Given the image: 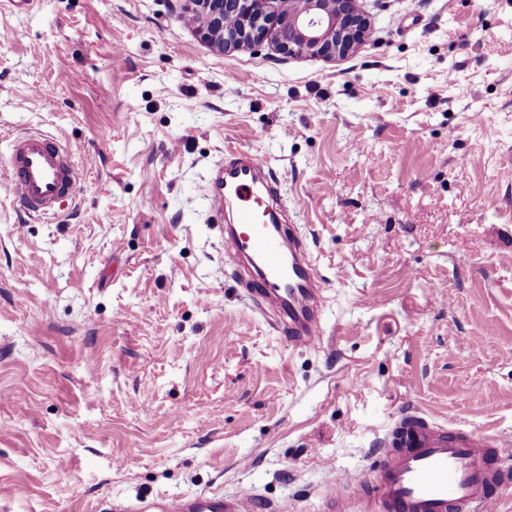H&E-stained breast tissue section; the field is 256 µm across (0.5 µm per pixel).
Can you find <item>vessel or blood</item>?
Segmentation results:
<instances>
[{
  "mask_svg": "<svg viewBox=\"0 0 512 512\" xmlns=\"http://www.w3.org/2000/svg\"><path fill=\"white\" fill-rule=\"evenodd\" d=\"M4 169L12 194L27 216L48 221L81 181L70 145L44 133L15 135ZM275 176L258 154L238 150L209 180L207 203L224 227V251L239 261V277L253 287L263 310L294 345L322 342L321 282L308 261L304 237L287 233L276 209ZM512 435L476 429L444 430L427 418L407 415L386 435L368 484L362 512H494L493 487L503 470L489 463ZM254 497L216 493L155 496L113 505L112 512H253Z\"/></svg>",
  "mask_w": 512,
  "mask_h": 512,
  "instance_id": "b4317fda",
  "label": "vessel or blood"
}]
</instances>
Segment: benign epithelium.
I'll return each mask as SVG.
<instances>
[{
    "mask_svg": "<svg viewBox=\"0 0 512 512\" xmlns=\"http://www.w3.org/2000/svg\"><path fill=\"white\" fill-rule=\"evenodd\" d=\"M195 32L223 52L268 43L288 56L334 58L365 40L358 0H180Z\"/></svg>",
    "mask_w": 512,
    "mask_h": 512,
    "instance_id": "1",
    "label": "benign epithelium"
}]
</instances>
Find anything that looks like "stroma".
<instances>
[{"mask_svg": "<svg viewBox=\"0 0 512 512\" xmlns=\"http://www.w3.org/2000/svg\"><path fill=\"white\" fill-rule=\"evenodd\" d=\"M336 59L221 53L167 0L0 8L9 137L83 168L51 224L0 177V512L250 492L330 512L388 428L512 433V0H363ZM262 154L326 285L274 332L205 205Z\"/></svg>", "mask_w": 512, "mask_h": 512, "instance_id": "35a3bbf8", "label": "stroma"}]
</instances>
